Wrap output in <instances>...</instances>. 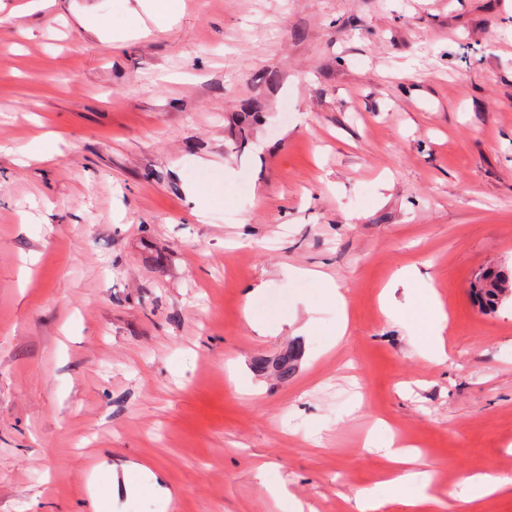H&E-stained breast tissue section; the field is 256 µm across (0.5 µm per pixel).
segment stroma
<instances>
[{
	"instance_id": "1",
	"label": "stroma",
	"mask_w": 512,
	"mask_h": 512,
	"mask_svg": "<svg viewBox=\"0 0 512 512\" xmlns=\"http://www.w3.org/2000/svg\"><path fill=\"white\" fill-rule=\"evenodd\" d=\"M181 2L112 43L72 5L121 28L137 0H0V512H281L268 481L357 512L379 419L443 491L507 475L512 297L470 284L512 271V0ZM409 265L439 366L382 308ZM285 309L323 335L247 323ZM295 348L288 380L256 366ZM291 275L296 278L317 279V297L320 300L334 304L335 306L344 307V296L341 293L339 286L333 280L318 278L314 272L304 269H292ZM490 279L496 280L499 285L495 291L488 290L482 295L474 296L475 301L479 304L482 309L494 310L498 308L504 300H506L512 294V287L509 281H512V277L504 275L502 273L489 272ZM408 289L411 290V296L406 312L409 311L415 320L413 336H416V344L428 362L441 365L448 360L442 336L448 316L436 298L431 295L412 298L414 289Z\"/></svg>"
}]
</instances>
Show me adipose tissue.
<instances>
[{
  "mask_svg": "<svg viewBox=\"0 0 512 512\" xmlns=\"http://www.w3.org/2000/svg\"><path fill=\"white\" fill-rule=\"evenodd\" d=\"M408 311L415 320V340L421 355L430 363L443 364L448 359L442 332L448 320L440 302L432 296L410 299ZM367 450L381 453L394 466L385 485L397 489L405 505L414 512H433L436 498L429 495L431 474L425 470L411 469V456L406 450L395 447L393 440L371 435L365 441Z\"/></svg>",
  "mask_w": 512,
  "mask_h": 512,
  "instance_id": "obj_1",
  "label": "adipose tissue"
}]
</instances>
